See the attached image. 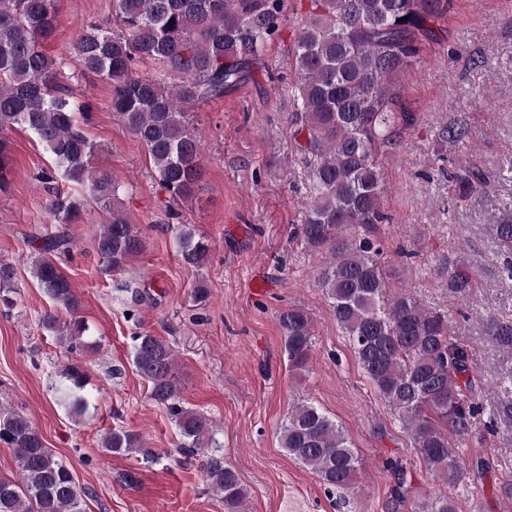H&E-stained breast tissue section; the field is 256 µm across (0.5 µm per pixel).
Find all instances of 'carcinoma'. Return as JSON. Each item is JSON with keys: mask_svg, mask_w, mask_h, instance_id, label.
<instances>
[{"mask_svg": "<svg viewBox=\"0 0 512 512\" xmlns=\"http://www.w3.org/2000/svg\"><path fill=\"white\" fill-rule=\"evenodd\" d=\"M288 0H112V21L89 22L72 60L45 54L41 44L56 27L55 0H0V186L11 175L5 131L31 132L51 155L62 178L86 188L90 201L108 215L95 248L106 269L119 272L143 248L137 225L124 211L123 185L109 170L94 166L96 145L77 115L90 111L68 85L73 64L112 84V111L145 147L153 172L170 197L188 200L202 175L201 139L185 106L224 97L252 79L266 43L277 36ZM448 12L443 0H310L305 27L294 41L289 66L294 74L291 125L308 173L311 201L301 234L329 260L319 282L331 299L336 323L379 396L408 433L412 447L435 479L457 484L462 468L458 448L481 421L484 405L474 391L467 346L451 331L448 315L425 307L386 280L380 225L385 187L380 154L394 148L414 124L398 79L417 58L427 24ZM149 63L155 74L142 76ZM46 184L45 208L57 224H79L84 204ZM468 191L486 174L472 168L458 176ZM501 244L512 249V216L494 220ZM184 265L202 266L210 247L186 224L167 225ZM71 244L65 233L41 239L31 254L38 288L55 309L41 318L44 330L68 347L84 346L88 331L78 315L74 289L54 261ZM14 268L0 262V305L14 306ZM472 288L462 260L448 262V291L463 298ZM289 371H307L312 328L301 310L279 316ZM489 331L512 350V321L493 319ZM132 366L150 384V397L176 423L185 458H198L209 489L224 498L227 512H242L246 498L236 472L215 442L214 425L181 405L175 351L148 331L132 336ZM59 403L76 418L88 407L86 378L71 365L59 375ZM0 443L13 452L14 478L0 477V512H84L83 492L71 471L47 448L30 419L0 404ZM281 448L315 472L327 489L352 483L359 458L336 421L309 401L291 407L280 435ZM101 448L160 456L137 433L115 428ZM415 512H458L446 494L417 500Z\"/></svg>", "mask_w": 512, "mask_h": 512, "instance_id": "cac0c4a2", "label": "carcinoma"}]
</instances>
